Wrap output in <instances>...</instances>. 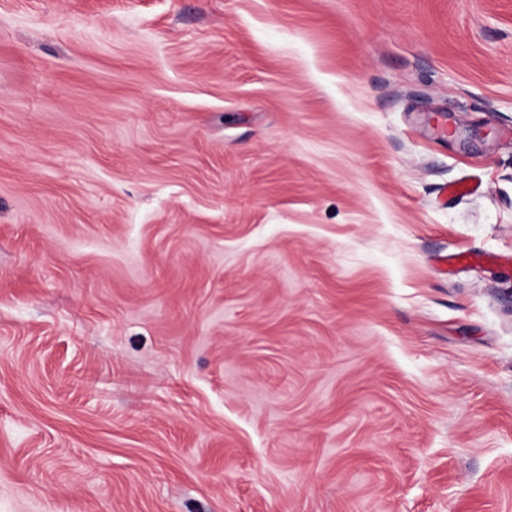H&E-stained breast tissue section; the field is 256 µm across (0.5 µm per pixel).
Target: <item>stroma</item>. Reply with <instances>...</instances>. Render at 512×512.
Segmentation results:
<instances>
[{"label":"stroma","mask_w":512,"mask_h":512,"mask_svg":"<svg viewBox=\"0 0 512 512\" xmlns=\"http://www.w3.org/2000/svg\"><path fill=\"white\" fill-rule=\"evenodd\" d=\"M0 512H512V0H0Z\"/></svg>","instance_id":"stroma-1"}]
</instances>
